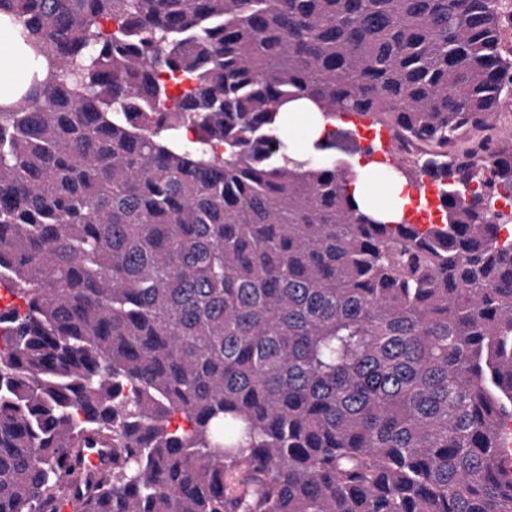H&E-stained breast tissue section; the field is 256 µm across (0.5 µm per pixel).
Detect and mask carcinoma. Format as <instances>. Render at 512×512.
<instances>
[{"label": "carcinoma", "instance_id": "cac0c4a2", "mask_svg": "<svg viewBox=\"0 0 512 512\" xmlns=\"http://www.w3.org/2000/svg\"><path fill=\"white\" fill-rule=\"evenodd\" d=\"M504 16L0 0V512H512ZM341 115L422 143L399 171L435 176L440 222L354 198ZM0 47V98L1 102L5 97L12 94L16 85L17 58L13 54L11 46L4 47L2 38Z\"/></svg>", "mask_w": 512, "mask_h": 512}]
</instances>
